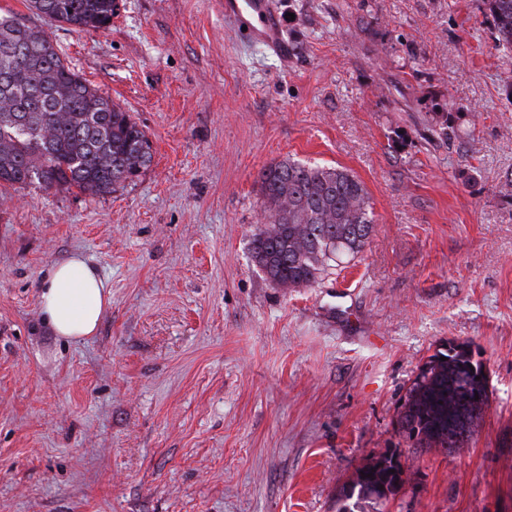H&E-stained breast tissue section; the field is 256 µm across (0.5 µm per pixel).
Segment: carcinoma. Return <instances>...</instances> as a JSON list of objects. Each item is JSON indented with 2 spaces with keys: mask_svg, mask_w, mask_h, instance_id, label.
Segmentation results:
<instances>
[{
  "mask_svg": "<svg viewBox=\"0 0 512 512\" xmlns=\"http://www.w3.org/2000/svg\"><path fill=\"white\" fill-rule=\"evenodd\" d=\"M498 40L512 45V0H486ZM37 17L75 31L108 26L116 0H26ZM152 162V146L130 113L103 97L60 56L45 31L0 17V188L33 187L96 195L134 181ZM267 222L253 234V258L282 288L315 284L333 266L362 251L375 223L368 192L353 174L295 161L259 173ZM446 360H441V357ZM473 362L439 351L409 387L398 424L428 451L468 445L486 404ZM394 455L358 468L337 495V512L384 504L379 486L404 482Z\"/></svg>",
  "mask_w": 512,
  "mask_h": 512,
  "instance_id": "obj_1",
  "label": "carcinoma"
}]
</instances>
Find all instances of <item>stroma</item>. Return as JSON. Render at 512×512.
I'll list each match as a JSON object with an SVG mask.
<instances>
[{
    "mask_svg": "<svg viewBox=\"0 0 512 512\" xmlns=\"http://www.w3.org/2000/svg\"><path fill=\"white\" fill-rule=\"evenodd\" d=\"M118 2L106 29L43 28L154 158L106 195L0 203V512H336L389 452L385 512H512V48L484 0H277L287 63L223 0ZM284 160L348 169L375 215L309 287L252 256ZM75 252L112 304L69 341L38 293ZM452 339L489 404L466 448L424 452L398 419Z\"/></svg>",
    "mask_w": 512,
    "mask_h": 512,
    "instance_id": "obj_1",
    "label": "stroma"
}]
</instances>
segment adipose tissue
Listing matches in <instances>:
<instances>
[{"label": "adipose tissue", "mask_w": 512, "mask_h": 512, "mask_svg": "<svg viewBox=\"0 0 512 512\" xmlns=\"http://www.w3.org/2000/svg\"><path fill=\"white\" fill-rule=\"evenodd\" d=\"M110 303L103 278L78 254L51 267L39 295L40 311L54 334L72 340L93 335Z\"/></svg>", "instance_id": "obj_1"}]
</instances>
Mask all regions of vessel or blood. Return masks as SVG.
I'll use <instances>...</instances> for the list:
<instances>
[{
    "mask_svg": "<svg viewBox=\"0 0 512 512\" xmlns=\"http://www.w3.org/2000/svg\"><path fill=\"white\" fill-rule=\"evenodd\" d=\"M224 18L248 40L262 44L287 59L292 48L283 37L275 0H224Z\"/></svg>",
    "mask_w": 512,
    "mask_h": 512,
    "instance_id": "b4317fda",
    "label": "vessel or blood"
}]
</instances>
